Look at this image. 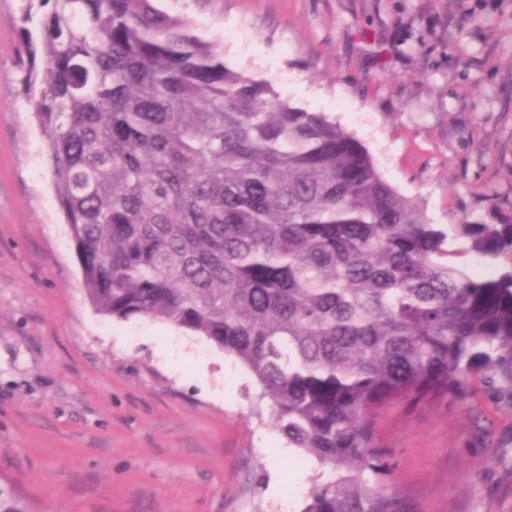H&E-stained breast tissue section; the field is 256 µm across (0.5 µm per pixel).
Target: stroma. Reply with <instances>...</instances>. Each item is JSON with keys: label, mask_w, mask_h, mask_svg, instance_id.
<instances>
[{"label": "stroma", "mask_w": 512, "mask_h": 512, "mask_svg": "<svg viewBox=\"0 0 512 512\" xmlns=\"http://www.w3.org/2000/svg\"><path fill=\"white\" fill-rule=\"evenodd\" d=\"M0 0V485L29 512H300L320 468L233 357L94 307ZM228 65L352 133L434 224L512 215V0H157ZM373 485L406 512H512V391L399 401Z\"/></svg>", "instance_id": "obj_1"}]
</instances>
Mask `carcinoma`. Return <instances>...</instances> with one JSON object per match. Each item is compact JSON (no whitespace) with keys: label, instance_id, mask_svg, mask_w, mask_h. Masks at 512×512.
<instances>
[{"label":"carcinoma","instance_id":"cac0c4a2","mask_svg":"<svg viewBox=\"0 0 512 512\" xmlns=\"http://www.w3.org/2000/svg\"><path fill=\"white\" fill-rule=\"evenodd\" d=\"M27 2L22 88L92 304L235 357L331 472L301 512H404L363 479L384 468L382 412L493 374L512 390V216L431 223L354 135L153 0ZM0 512L27 506L0 490Z\"/></svg>","mask_w":512,"mask_h":512}]
</instances>
